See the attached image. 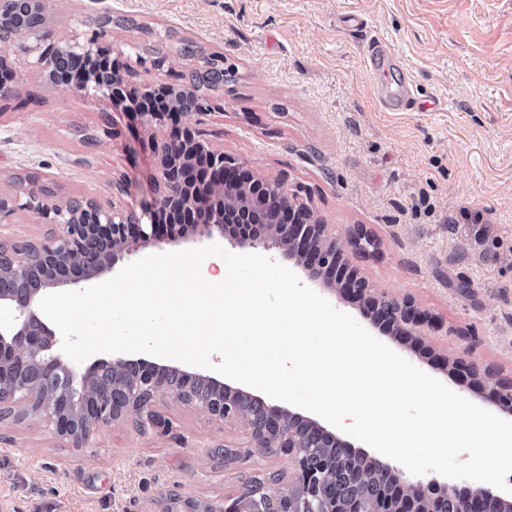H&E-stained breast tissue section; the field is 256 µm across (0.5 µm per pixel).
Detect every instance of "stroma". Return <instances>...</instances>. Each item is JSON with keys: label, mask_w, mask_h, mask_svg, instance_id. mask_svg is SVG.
<instances>
[{"label": "stroma", "mask_w": 512, "mask_h": 512, "mask_svg": "<svg viewBox=\"0 0 512 512\" xmlns=\"http://www.w3.org/2000/svg\"><path fill=\"white\" fill-rule=\"evenodd\" d=\"M48 45L100 37L130 88L173 84L221 54L236 84L208 97L206 141L255 177L283 179L328 233L362 228L348 258L372 288L411 298L437 327V356H467L486 382L512 380V0H49ZM391 49L413 110L385 111L365 49ZM190 40L200 56L180 55ZM15 95L0 99V194L16 207L0 242L42 243L52 226L29 195L141 207L154 191L151 132L124 105L50 84L37 53L10 48ZM383 341L475 404L484 392ZM157 427L101 428L76 449L43 418L0 420V512H160L170 492L218 502L262 479L291 487L288 458L250 428L170 396ZM236 458L225 463L218 447Z\"/></svg>", "instance_id": "35a3bbf8"}]
</instances>
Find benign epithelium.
Returning <instances> with one entry per match:
<instances>
[{
  "instance_id": "benign-epithelium-1",
  "label": "benign epithelium",
  "mask_w": 512,
  "mask_h": 512,
  "mask_svg": "<svg viewBox=\"0 0 512 512\" xmlns=\"http://www.w3.org/2000/svg\"><path fill=\"white\" fill-rule=\"evenodd\" d=\"M44 0H0V26L15 15L27 10L40 9ZM17 48L32 51L30 46L45 36L44 30L28 28L21 30ZM65 51L88 60L89 67L81 82L54 80L52 84L74 91L96 92L115 97L110 85L96 83L92 64L111 53V49L92 39L86 44L75 42L65 46ZM137 122L149 127L171 123L172 137L162 143L156 152L157 160L151 183L156 197L141 206L133 208L105 207L95 200L86 203L92 215L90 222L81 219L82 209L59 203L49 204L34 196L29 197L25 207L32 208L50 219L54 229L50 240L41 245L28 244L6 249L0 246V281L17 277L46 260L57 265L51 277L44 280L46 286H69L79 288L92 278L114 269L124 255L132 253L139 242L157 236L161 229V218L170 210L172 202L180 194L184 176L171 166V157L182 143L192 140L207 155L202 166L193 169L196 180L211 196H219L226 203H234L245 196L258 202L270 191L288 193V185L281 181H264L250 176L243 167L229 162L205 140L195 125L182 122L191 116L189 112H135ZM149 223H142V219ZM199 222L208 228V236L216 235L234 248H276L294 266L306 272L308 277L336 288L343 299L359 303L363 317L378 327L385 321L378 315L381 297L374 295L365 286L366 280L359 275L345 257L346 249L327 234L324 224H299L294 217L286 215L277 224H265L252 234L242 235L233 230L234 224L224 220L221 210H203ZM41 289L29 290L23 298L12 291L0 288V388H8V398L20 396L23 401L22 414L45 418L57 436L68 440L73 447L83 448L92 434L99 428L116 421L136 416V425L143 429L147 424H159L151 406L159 395H169L181 402L194 405L209 416L220 420L241 417L236 411L235 400L249 395L240 388H233L213 377L191 373L175 365H161L140 359L117 358L99 361L85 372H79L69 364L58 346L56 333L40 317L38 300ZM397 306L394 327L400 339L415 346V352L426 358L431 355L428 346L418 341L420 326L429 323L424 312L409 300H392ZM32 364L48 369L58 377L57 384L50 388L40 380H25L23 371ZM450 371L459 381L469 387L479 386L487 390V398L501 411L512 414V382L508 383V394H500L501 387H492L481 380V375L471 362L461 358L450 365ZM186 380L206 381L216 390L213 402H193L183 391L171 384L172 377ZM267 411L277 416L280 422L290 424L301 420L316 428L320 433L344 448L350 444L318 421L294 413L279 406H269ZM278 448L288 455V462L294 470V481L301 486L322 484L327 475L313 472L301 459V452L291 433L279 437ZM393 477L394 488L388 490L373 512H434L432 504L438 495H450L459 490L456 485L431 479L419 484L425 491L422 499L412 495L414 485L403 480L401 473L386 468ZM466 491V512H477L476 506L491 494L483 487L464 486ZM161 512H245L241 497L231 501L197 502L171 493ZM316 512H365L357 499L343 504L328 500Z\"/></svg>"
}]
</instances>
